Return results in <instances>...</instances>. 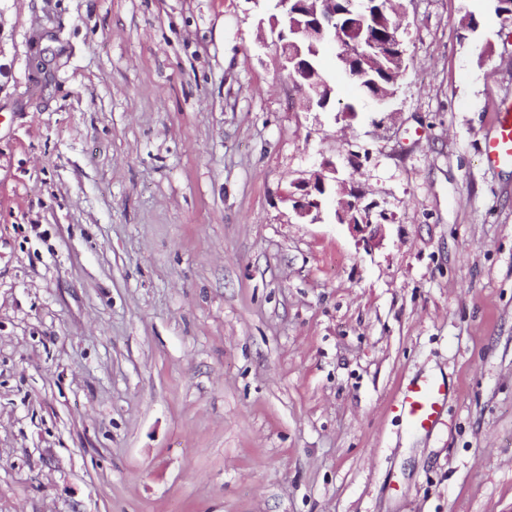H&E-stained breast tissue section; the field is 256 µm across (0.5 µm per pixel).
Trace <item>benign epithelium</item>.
<instances>
[{
	"label": "benign epithelium",
	"mask_w": 512,
	"mask_h": 512,
	"mask_svg": "<svg viewBox=\"0 0 512 512\" xmlns=\"http://www.w3.org/2000/svg\"><path fill=\"white\" fill-rule=\"evenodd\" d=\"M275 14L271 15L272 42L278 48L280 66L286 72L292 86L303 99L299 108L305 112H318L319 101L317 85L311 81L315 70L311 62L303 56L299 47L301 42H336L341 48L340 58L348 63L358 62V76L362 77L376 71L380 66L386 68L393 61L403 62L405 51L398 48L401 41L398 33L391 34L393 45L379 48L376 44L364 49L351 39L353 32L365 27H379L384 20L378 14L362 15L355 23L341 25L336 22V0H310L308 21H288V5L291 0H271ZM336 168L330 166L327 171L317 172L312 179L299 186L302 197L294 201V210L298 217L315 222L321 218L325 199L337 198L335 215L339 222L348 225L358 243L367 250L380 245L384 238L385 227L372 224L360 208V195L347 187L346 182L334 177Z\"/></svg>",
	"instance_id": "7a95c632"
}]
</instances>
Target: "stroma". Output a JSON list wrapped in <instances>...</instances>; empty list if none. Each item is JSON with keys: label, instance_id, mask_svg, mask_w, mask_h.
<instances>
[{"label": "stroma", "instance_id": "obj_1", "mask_svg": "<svg viewBox=\"0 0 512 512\" xmlns=\"http://www.w3.org/2000/svg\"><path fill=\"white\" fill-rule=\"evenodd\" d=\"M401 3L389 112L320 57L349 117L254 0H0V512H512V24ZM326 162L380 247L284 199ZM484 160L492 165L512 164V102L502 104L497 113L495 135L489 139L483 149ZM448 398V385L439 379L420 377L402 392L397 409L408 425L418 431L432 429Z\"/></svg>", "mask_w": 512, "mask_h": 512}]
</instances>
